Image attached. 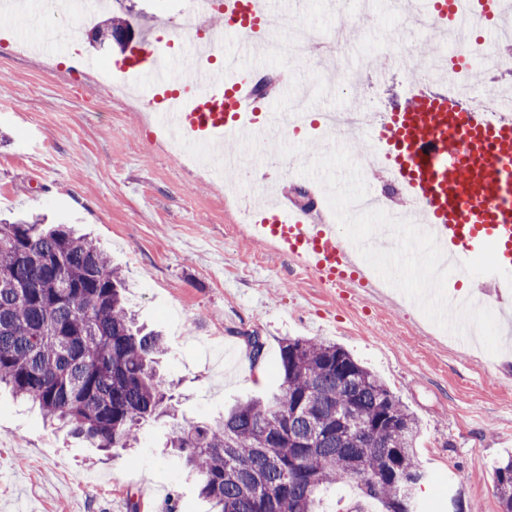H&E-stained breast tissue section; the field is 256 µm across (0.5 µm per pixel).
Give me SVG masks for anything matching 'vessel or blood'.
<instances>
[{
    "mask_svg": "<svg viewBox=\"0 0 512 512\" xmlns=\"http://www.w3.org/2000/svg\"><path fill=\"white\" fill-rule=\"evenodd\" d=\"M500 0H426L421 17L433 36L448 26L489 28ZM220 30L193 40L192 63L169 70L170 56L145 42L134 62L117 67L119 77L136 75L151 81L150 100L167 127L193 148L212 145L247 147L258 131L281 129L282 116L270 111L267 99L254 95V73L260 32L269 30L272 12L266 0H224ZM235 36L225 51L226 36ZM222 56V69L210 61ZM461 95L415 89L397 111L365 128L373 148L388 155L390 175L404 186L403 200L415 203L421 228L433 233L449 253L464 256L495 244L499 263L512 269V95L501 94L497 106L506 119L486 122L465 111ZM252 225L254 240L275 243L328 288L354 281L351 259L332 224H316L302 205L274 206L260 212Z\"/></svg>",
    "mask_w": 512,
    "mask_h": 512,
    "instance_id": "b4317fda",
    "label": "vessel or blood"
}]
</instances>
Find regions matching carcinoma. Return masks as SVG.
Returning a JSON list of instances; mask_svg holds the SVG:
<instances>
[{"mask_svg": "<svg viewBox=\"0 0 512 512\" xmlns=\"http://www.w3.org/2000/svg\"><path fill=\"white\" fill-rule=\"evenodd\" d=\"M124 290L104 252L71 227L0 220V385L106 452L176 416L158 371L164 342L136 324ZM279 359L276 393L211 424L175 423L170 448L213 512H316L322 491L351 482L383 512H414L426 479L415 415L336 343L286 337ZM494 492L512 512V457L495 467Z\"/></svg>", "mask_w": 512, "mask_h": 512, "instance_id": "1", "label": "carcinoma"}]
</instances>
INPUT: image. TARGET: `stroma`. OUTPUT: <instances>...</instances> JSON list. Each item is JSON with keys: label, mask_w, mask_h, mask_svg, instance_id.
<instances>
[{"label": "stroma", "mask_w": 512, "mask_h": 512, "mask_svg": "<svg viewBox=\"0 0 512 512\" xmlns=\"http://www.w3.org/2000/svg\"><path fill=\"white\" fill-rule=\"evenodd\" d=\"M138 40L174 41L183 51L199 28L186 0H113ZM299 24L336 27V0H294ZM380 46L362 23L325 67L319 49L266 68L287 70L270 97L289 111L305 91L313 112L348 106L334 85L352 80L361 100L392 111L413 77L393 67L374 81ZM109 72L77 79L68 57L0 54V213H43L73 224L103 248L126 280L129 307L158 328L167 347L160 372L175 385L177 418L210 423L226 407L274 387L279 344L288 336L347 349L416 415L419 458L438 482L415 492L418 512H500L493 468L512 456V346L490 355L477 337L446 333L400 291L324 287L275 245L250 238L238 212L263 180H240L229 201L224 181L188 163L157 135L151 112L109 95ZM264 343L252 360L249 333ZM168 422H150L137 447L114 454L47 425L0 391V512H208L196 476L168 456ZM319 512H381L356 484L324 491Z\"/></svg>", "instance_id": "stroma-1"}]
</instances>
